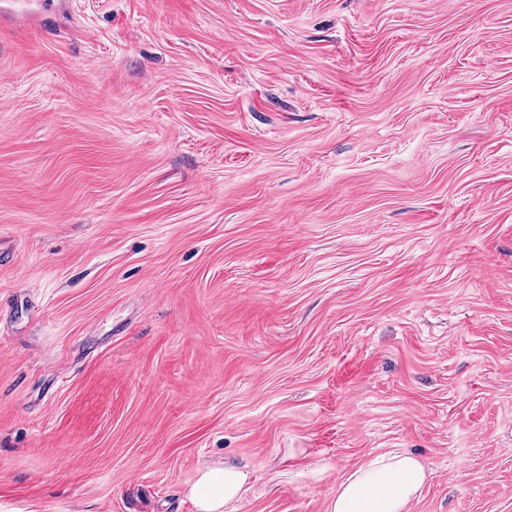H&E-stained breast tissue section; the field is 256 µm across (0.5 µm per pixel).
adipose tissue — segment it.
Segmentation results:
<instances>
[{
  "label": "adipose tissue",
  "mask_w": 512,
  "mask_h": 512,
  "mask_svg": "<svg viewBox=\"0 0 512 512\" xmlns=\"http://www.w3.org/2000/svg\"><path fill=\"white\" fill-rule=\"evenodd\" d=\"M249 479L244 468L208 464L200 469L189 496L198 512H225L246 496ZM427 479L425 466L413 455H378L339 481L329 512H407Z\"/></svg>",
  "instance_id": "obj_1"
}]
</instances>
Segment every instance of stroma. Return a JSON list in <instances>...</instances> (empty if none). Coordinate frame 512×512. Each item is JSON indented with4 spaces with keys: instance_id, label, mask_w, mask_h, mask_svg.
<instances>
[{
    "instance_id": "obj_1",
    "label": "stroma",
    "mask_w": 512,
    "mask_h": 512,
    "mask_svg": "<svg viewBox=\"0 0 512 512\" xmlns=\"http://www.w3.org/2000/svg\"><path fill=\"white\" fill-rule=\"evenodd\" d=\"M512 512V0H68L0 29V512ZM428 479L411 454H381L348 472L336 485L330 512H407ZM250 474L244 468L212 463L200 469L189 489V497L199 512H222L243 500L249 490Z\"/></svg>"
}]
</instances>
